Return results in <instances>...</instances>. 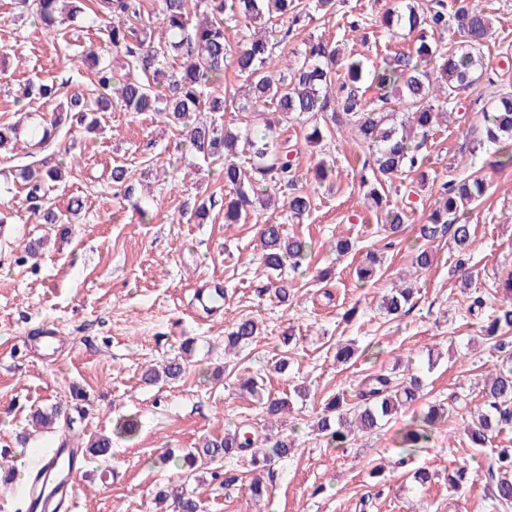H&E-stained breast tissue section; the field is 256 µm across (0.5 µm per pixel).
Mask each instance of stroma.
I'll use <instances>...</instances> for the list:
<instances>
[{"mask_svg": "<svg viewBox=\"0 0 512 512\" xmlns=\"http://www.w3.org/2000/svg\"><path fill=\"white\" fill-rule=\"evenodd\" d=\"M387 2L336 0L335 13L314 14L289 47L302 50L312 35L380 61L399 47L380 26ZM482 5L493 18L485 70L459 90L447 119L431 131L423 173L405 171L388 183L389 204L408 207L410 219L385 252L376 283L359 286L355 275L366 251L380 246L384 230L362 184L369 146L349 130H329L320 144L309 145L302 121L279 129L295 185L312 198L310 212L299 219L277 207L243 224L225 223L215 209L197 221L195 202L226 193L218 171L189 166L183 134L150 113L110 112L100 135L61 139L60 148L73 142L82 148L53 194L58 208L76 199L83 204L68 233L36 223L20 186L0 194V453L17 473L12 489L0 488V512H26L31 467L65 435L81 450L71 512H160L156 492L175 485L198 496L203 512H492L485 474L500 449L512 448V428L475 449L464 427L482 408L480 383L498 362L478 336L511 295L505 282L512 274V166L499 167L491 152L474 148L465 130L479 126L493 92H512V0ZM100 39L96 29L75 23L66 40H57L21 16L14 0H0V123L15 121L20 108L35 116L53 111V104L39 101L17 106L15 92L26 81L62 82L65 98L84 92L90 69L79 57ZM321 159L336 173L315 187L310 171ZM119 164L129 167L145 194L146 214L115 189L112 169ZM474 169L489 190L466 214L473 244L465 284L450 238L427 242L419 228L435 206L433 185L463 179ZM265 224L283 225L287 235L312 244L307 262L288 275L294 298L287 304L263 290L259 239ZM340 239L350 246L342 255L333 250ZM424 245L435 259L421 273L411 263ZM403 276L413 284V298L405 315L393 318L379 302ZM216 280L224 285V306L210 312L197 296ZM476 298L481 308L473 307ZM245 315L259 321L260 336L238 354H225L227 329ZM48 331L60 342L47 353L40 342ZM287 334L295 343L283 345ZM350 339L373 349V356L337 362L338 344ZM187 342L193 349L180 378L143 381L148 368L185 354ZM430 350L439 355L432 369L426 365ZM283 357L287 370L275 372ZM410 359L422 381L423 403L451 409L431 447L416 457L431 475L423 486L388 467L409 412L346 448L331 447L312 427L328 398L353 392L366 374ZM250 375L289 398L288 412L274 427H267L257 400L236 388L238 378ZM300 387L305 397H296ZM57 404L67 408V433L30 425L31 411ZM124 420L134 422L132 436L116 433ZM235 426L259 437L271 430L296 442L294 454L273 462V484L262 500L245 492L254 476L247 459L215 461L191 477L163 464L164 456ZM99 436L112 440L107 455L87 450ZM461 463L479 478L457 492L448 475ZM378 464L387 467L380 484L370 475ZM227 469L238 477L228 488L211 478Z\"/></svg>", "mask_w": 512, "mask_h": 512, "instance_id": "35a3bbf8", "label": "stroma"}]
</instances>
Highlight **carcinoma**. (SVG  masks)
<instances>
[{
	"mask_svg": "<svg viewBox=\"0 0 512 512\" xmlns=\"http://www.w3.org/2000/svg\"><path fill=\"white\" fill-rule=\"evenodd\" d=\"M17 4L21 14L50 34L65 35L70 23L81 18L100 26L107 46L91 44L83 51L82 61L93 64L86 93L70 97L66 107L26 126L18 122L0 124V155L12 152L22 132L29 147L40 154L63 125H76L97 135L107 112H152L163 122L187 130L190 150L198 158L220 162L224 185L232 190L221 205L224 223L242 224L258 214V207L279 200L282 187L294 182L288 152L278 142L276 129L290 118L319 115L330 118L338 127H352L372 146L375 186L369 196L389 237L400 231L409 216L404 209L383 203L379 186L405 169L421 168L423 159L418 151L441 116L431 104L433 93L444 96L442 104L447 106L454 103L458 90L482 75L483 48L491 28L489 13L475 0H452L449 5L436 0L425 9L415 0H395L383 12L381 26L390 39H409L407 50L386 55L376 66L361 54H349L339 74L336 58L340 51L328 40H309L305 51L292 60L285 53L298 22L314 11L334 12L335 0H161L163 33L157 38L148 28L135 26L134 19L140 14L138 0H17ZM452 19L464 44L460 50L443 43ZM241 23L259 29L236 42L233 26ZM278 47L281 52L276 55L273 50ZM111 52L122 55L124 67L137 73L138 78L117 75L109 59ZM229 65L248 83L240 104L233 93H216L224 79V68ZM363 85L380 91L370 110L361 103ZM60 89L56 82L31 80L17 90L15 100L52 102ZM390 91L398 94L406 109L399 122L394 114L382 110ZM203 107L209 112L236 107L256 115L263 128L247 122L244 129L231 131L212 123H197L193 116ZM490 112L480 130L470 128L467 133L479 132L476 144L497 152L501 166H512V92H495ZM64 176V162L51 155L14 173L26 198L36 203L37 218L44 224H70L82 208L78 200L65 212L52 207L49 194ZM112 181L123 187L125 196H133L131 171L113 167ZM487 189V182L476 172L457 182L442 183L436 191L435 208L420 226L419 234L426 240L450 233L456 268L463 273L470 262L472 229L459 221V212L483 200ZM283 205L290 217L300 218L311 210L312 199L306 192H294ZM261 248L263 266L279 276L287 266L295 270L303 266L309 245L298 237H285L280 224H265ZM380 261L379 250L369 251L356 269L358 281L364 285L372 281ZM411 298V289L395 288L381 297L379 308L389 316H398ZM483 332L487 340L494 341L500 356L498 367L482 380L484 409L467 427V438L474 448L484 447L493 432L512 425V304L500 306ZM258 335L257 322L240 317L224 336V349H241ZM182 373L183 365L174 359L160 372L148 370L145 377L151 381L163 375L175 380ZM238 389L258 398L270 419L288 410V398L265 392L263 382L253 376L239 378ZM420 391L419 377H398L392 371L380 370L359 383L355 402H348L343 393L330 399L316 417L314 431L326 437L332 447L345 448L355 437L377 431L392 416L412 406ZM447 415L449 410L443 405H431L412 414L400 430L401 451L394 469L412 464L414 453L430 446L437 425ZM60 417L57 407L50 412L36 410L31 414V424L53 426ZM258 442L271 446L257 448ZM293 451L294 443L286 437L275 440L270 436L258 441L250 431L236 428L221 437L203 440L184 462L193 473L205 461L248 454L254 466L265 468L273 459L286 458ZM485 478L490 483L493 506L512 509V452H499ZM476 481L465 464L448 476V484L456 491ZM173 504L174 512H200L201 508L197 496L187 493L177 496Z\"/></svg>",
	"mask_w": 512,
	"mask_h": 512,
	"instance_id": "cac0c4a2",
	"label": "carcinoma"
}]
</instances>
